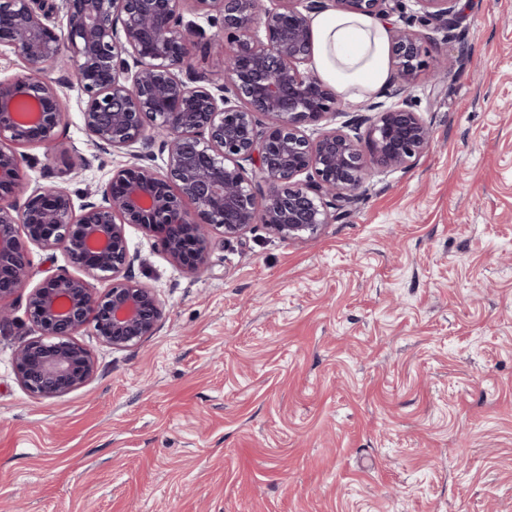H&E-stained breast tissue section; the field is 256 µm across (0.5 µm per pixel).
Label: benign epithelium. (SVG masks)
<instances>
[{"label": "benign epithelium", "instance_id": "7a95c632", "mask_svg": "<svg viewBox=\"0 0 512 512\" xmlns=\"http://www.w3.org/2000/svg\"><path fill=\"white\" fill-rule=\"evenodd\" d=\"M0 0V47L25 70L0 79V189L13 187L24 155L51 150L64 134L60 80L73 72L84 96L83 120L96 146L130 152L134 162L112 171L96 194L75 205L59 184H38L24 202L0 194V322L32 277L21 236L44 251L61 250L80 274L60 270L26 299L37 336L14 352V373L31 395L56 398L94 375L91 353L76 340L93 326L113 349L154 334L162 302L127 274L126 227L157 238L168 261L190 272L208 260L209 234L237 236L253 224L290 241L313 236L357 201L368 175L401 168L426 150L433 132L408 97L389 107L367 102L364 150L351 131L318 126L337 95L310 62L311 15L332 6L386 21L399 0ZM419 24L456 37L460 0H418ZM63 13L61 33L48 22ZM220 24L224 37L198 23ZM393 82L399 95L426 68L422 32L391 25ZM222 60L223 83L192 66L199 48ZM267 119L261 123L258 116ZM160 142L166 169L150 163ZM268 183L258 196L253 178ZM105 281L99 293L93 285Z\"/></svg>", "mask_w": 512, "mask_h": 512}]
</instances>
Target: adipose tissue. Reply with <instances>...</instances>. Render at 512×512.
Returning <instances> with one entry per match:
<instances>
[{
	"label": "adipose tissue",
	"instance_id": "ef3b65f1",
	"mask_svg": "<svg viewBox=\"0 0 512 512\" xmlns=\"http://www.w3.org/2000/svg\"><path fill=\"white\" fill-rule=\"evenodd\" d=\"M311 27L313 67L337 94L364 97L388 83L392 75L388 25L331 8L313 16Z\"/></svg>",
	"mask_w": 512,
	"mask_h": 512
}]
</instances>
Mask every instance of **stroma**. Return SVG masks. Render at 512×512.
Listing matches in <instances>:
<instances>
[{"instance_id": "35a3bbf8", "label": "stroma", "mask_w": 512, "mask_h": 512, "mask_svg": "<svg viewBox=\"0 0 512 512\" xmlns=\"http://www.w3.org/2000/svg\"><path fill=\"white\" fill-rule=\"evenodd\" d=\"M461 5V39L432 32L410 90L431 147L317 235L218 229L190 274L127 227L164 313L126 349L82 332L98 366L83 387L19 385L35 331L17 292L0 512H512V0ZM61 78L67 137L25 147L17 199L56 182L82 201L130 161L95 147Z\"/></svg>"}]
</instances>
